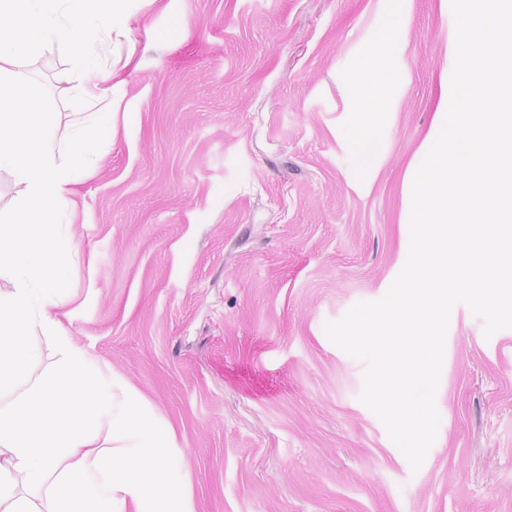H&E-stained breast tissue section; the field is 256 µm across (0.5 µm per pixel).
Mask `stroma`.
Returning <instances> with one entry per match:
<instances>
[{"instance_id": "stroma-1", "label": "stroma", "mask_w": 512, "mask_h": 512, "mask_svg": "<svg viewBox=\"0 0 512 512\" xmlns=\"http://www.w3.org/2000/svg\"><path fill=\"white\" fill-rule=\"evenodd\" d=\"M115 134L75 186L53 309L175 429L197 512H512V328L450 314L412 470L326 322L382 298L449 100L450 0H124ZM373 68L385 109L360 112ZM58 139L87 104L58 45L16 65Z\"/></svg>"}]
</instances>
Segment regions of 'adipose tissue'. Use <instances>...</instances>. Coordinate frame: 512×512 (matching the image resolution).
Wrapping results in <instances>:
<instances>
[{"label": "adipose tissue", "mask_w": 512, "mask_h": 512, "mask_svg": "<svg viewBox=\"0 0 512 512\" xmlns=\"http://www.w3.org/2000/svg\"><path fill=\"white\" fill-rule=\"evenodd\" d=\"M115 0H0V170L22 185L10 219L0 220V512H196L192 478L173 427L148 410L137 390L76 344L50 314L71 275L78 244L63 235L77 208L74 175L90 169L112 136L113 84L120 69L96 67L104 29L125 27ZM71 57V78L94 109L73 113L67 148L38 118L41 103L13 66L48 43ZM53 337L51 377L29 386L39 356L32 330ZM107 442H100V434Z\"/></svg>", "instance_id": "adipose-tissue-1"}]
</instances>
